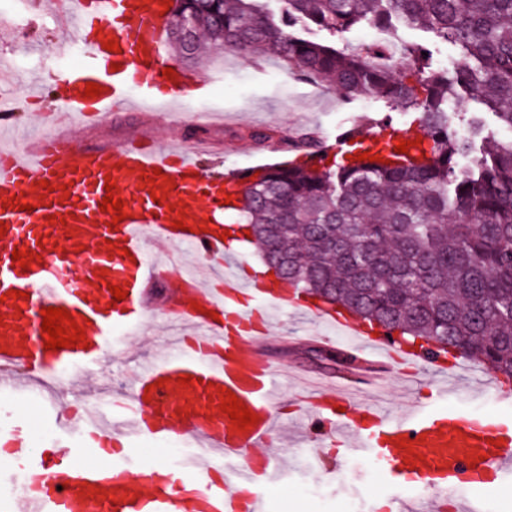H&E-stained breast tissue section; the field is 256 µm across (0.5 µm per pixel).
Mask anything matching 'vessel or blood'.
Wrapping results in <instances>:
<instances>
[{"label":"vessel or blood","instance_id":"vessel-or-blood-1","mask_svg":"<svg viewBox=\"0 0 512 512\" xmlns=\"http://www.w3.org/2000/svg\"><path fill=\"white\" fill-rule=\"evenodd\" d=\"M161 0H60L56 23L78 34L83 52L77 65L56 74L52 86L63 108L61 129L32 142L18 154L0 142V392L22 397L39 379L66 370L94 367L90 343L113 326L131 328L143 320L144 297L160 266L176 267L172 292L175 316L185 339L178 351L183 365L169 361L135 364L130 372L136 397L109 423L94 415L74 422L54 399L45 408L60 434L54 447L37 448L21 437L7 440L25 476L22 497L6 493L0 475V512H265L260 485L279 459V420L273 398L280 372L267 357L270 340L253 316L237 305L250 293L259 311L296 308L282 282L266 277L242 280L233 255L226 253V186L243 190L248 172L233 177L202 174L197 154L203 144L166 148L151 142L118 146L101 142L74 154L65 122L99 121L113 102L152 104L162 90L184 93L193 77L181 68L165 76ZM118 51L105 49V41ZM99 96H85L87 83ZM121 185L124 221L102 209L107 181ZM183 221L176 229L174 221ZM173 245L164 264L151 261L147 237ZM189 248L212 262L211 285L178 267L179 251ZM27 251L29 268L14 263L13 251ZM127 298L114 302L111 286ZM20 298H10V291ZM66 309L83 327L86 343L45 350L42 309ZM308 312L347 336L354 367L334 381L315 383L308 393L309 427L327 441L351 437L354 451L406 482L426 481L427 499L398 496L394 512H446L448 491L462 478L473 481V497L463 512H481L480 472L512 476V433L440 410L455 388L456 374L446 354L409 347L386 331H370L357 317L331 306L309 303ZM430 369L434 375L431 410L413 406L400 417L373 407H356L355 392L379 386L395 364ZM191 376L192 384L180 379ZM234 393L258 421L248 431L234 429L221 411L220 392ZM172 438L191 448L180 465L144 460L130 465L139 438ZM118 448L108 463L95 458L107 441Z\"/></svg>","mask_w":512,"mask_h":512}]
</instances>
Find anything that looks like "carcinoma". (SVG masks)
<instances>
[{
	"mask_svg": "<svg viewBox=\"0 0 512 512\" xmlns=\"http://www.w3.org/2000/svg\"><path fill=\"white\" fill-rule=\"evenodd\" d=\"M334 36L363 23L425 29L453 45L459 63L433 71L422 44L357 50L293 31ZM170 38L183 58L260 48L342 98L376 96L418 111L422 144L348 140L326 163L310 135L306 160L257 170L228 209L239 213L266 263L287 258L281 280L333 302L370 326L396 330L441 353L456 348L512 384V142H493L480 115L460 133V99L512 131V0H176ZM369 152L389 164L354 161Z\"/></svg>",
	"mask_w": 512,
	"mask_h": 512,
	"instance_id": "cac0c4a2",
	"label": "carcinoma"
}]
</instances>
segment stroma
<instances>
[{"label": "stroma", "instance_id": "stroma-1", "mask_svg": "<svg viewBox=\"0 0 512 512\" xmlns=\"http://www.w3.org/2000/svg\"><path fill=\"white\" fill-rule=\"evenodd\" d=\"M68 39L67 32L47 24L31 27L25 40L11 26L0 35V69L7 73L0 89L21 95L30 80H38L43 93L34 108L23 113L22 119L37 124L46 133L51 131L60 110L49 91L55 70L47 59ZM165 61L190 72L196 81L207 83V95L191 92L180 102L145 110L115 106L102 116L97 131L73 122L75 149L80 151L102 140L135 146L144 135L153 136L162 144L181 139L202 140L212 146L211 153L201 160L203 170L229 175L256 163L272 165L294 159V151L284 146L283 141L298 132H312L331 141L338 134L364 126L367 118L385 113L391 115L394 128L417 135L423 132L417 112L391 107L373 97L347 101L329 87L319 95H308L309 83L297 71L278 65L258 52H214L196 64L181 59L171 48ZM194 107L222 113L224 120L210 126L186 120L171 121V113H184ZM255 131L272 133L274 141L281 145L280 150L270 151L267 144L253 140L251 134ZM324 331V326L310 317L276 311L272 314L269 336L276 344L292 336L303 337V344L288 350L287 365L309 376H321L337 368L330 358L332 351L349 347L348 338L341 335L328 347L308 343V336H318ZM144 339L121 331L101 339L99 365L113 370V403L132 397L125 387V374L130 366L128 356L142 349ZM465 366L480 379V387L449 394L442 403L443 408L463 416L489 417L512 425V404L502 398L501 387L494 385V371L471 360ZM402 374L399 368L388 374L385 395L378 402L379 408L395 417L402 414L411 395L427 399L430 386L427 371H417L418 381L414 384L404 381ZM7 413L26 416L21 428L23 437L34 445L53 447L57 432L51 421L43 417L41 401L0 393V416ZM310 446L312 453L305 458L296 456L293 447L282 449L284 465L262 487L268 512H384L383 502L398 494L415 498L427 494L425 486L403 488L377 466H361L356 452L337 454L322 446L316 436L312 437Z\"/></svg>", "mask_w": 512, "mask_h": 512}]
</instances>
